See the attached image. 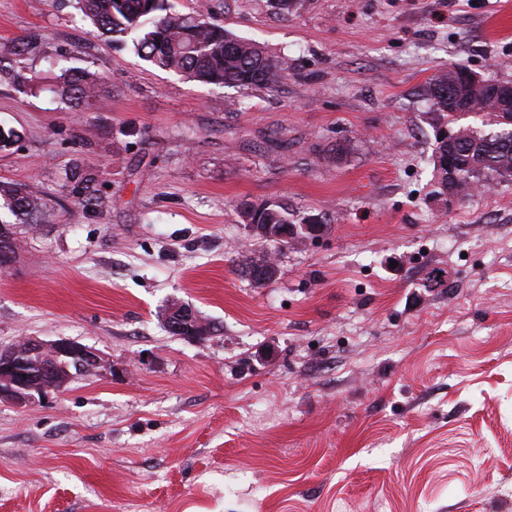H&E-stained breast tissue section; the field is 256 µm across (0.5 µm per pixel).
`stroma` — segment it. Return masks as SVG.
I'll return each mask as SVG.
<instances>
[{
	"label": "stroma",
	"mask_w": 512,
	"mask_h": 512,
	"mask_svg": "<svg viewBox=\"0 0 512 512\" xmlns=\"http://www.w3.org/2000/svg\"><path fill=\"white\" fill-rule=\"evenodd\" d=\"M173 3L283 79L188 80L73 0H0V182L51 208L0 272V345L102 356L0 401V512H512V180L433 197L427 96L451 66L512 81V0ZM64 65L102 106L61 95ZM269 201L328 224L276 249L244 214ZM265 258L272 280L242 274ZM167 325L177 335L192 340L206 337V331L195 312L184 305L172 306L168 310Z\"/></svg>",
	"instance_id": "35a3bbf8"
}]
</instances>
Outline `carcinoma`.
Here are the masks:
<instances>
[{
    "label": "carcinoma",
    "instance_id": "cac0c4a2",
    "mask_svg": "<svg viewBox=\"0 0 512 512\" xmlns=\"http://www.w3.org/2000/svg\"><path fill=\"white\" fill-rule=\"evenodd\" d=\"M78 8L94 27L112 41L133 36L135 52L153 65L203 83L239 88L276 84L288 63L276 60L256 43L238 39L212 24L202 14L182 13L171 0H77ZM466 68L453 66L435 76L429 85L432 108L448 117L458 112H484L497 127L493 133L469 126L458 129L456 142H441L436 156L458 167L456 192L468 196L473 185L489 184L512 174V108L502 107L495 85L484 87L461 107L453 89L463 80ZM61 94L80 106L100 95L101 80L89 72L64 70ZM21 224L19 234L31 224L48 221L50 211L42 198L23 184L0 183V208ZM260 224H302L306 216L294 214L278 202L254 209Z\"/></svg>",
    "mask_w": 512,
    "mask_h": 512
}]
</instances>
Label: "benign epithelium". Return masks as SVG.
<instances>
[{
  "label": "benign epithelium",
  "instance_id": "obj_1",
  "mask_svg": "<svg viewBox=\"0 0 512 512\" xmlns=\"http://www.w3.org/2000/svg\"><path fill=\"white\" fill-rule=\"evenodd\" d=\"M321 219L309 217L303 224L272 227L270 224H249L251 232L261 231L271 239L304 241L317 236ZM167 325L177 335L192 340L206 337V331L195 312L184 305L168 310ZM86 372H95L102 364L100 353L69 339L43 342L24 337L9 346H0V400L25 405L44 398L51 391H59L72 379L71 364Z\"/></svg>",
  "mask_w": 512,
  "mask_h": 512
}]
</instances>
